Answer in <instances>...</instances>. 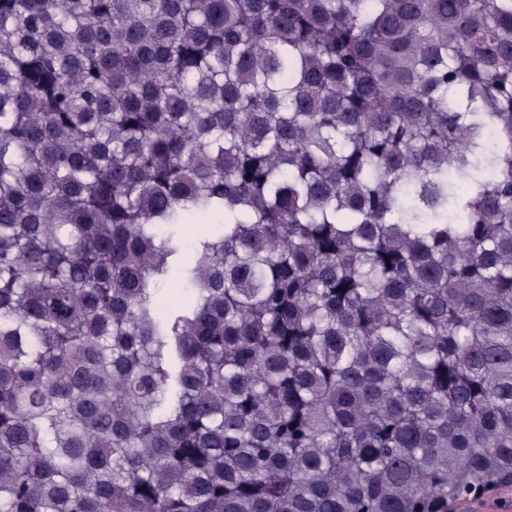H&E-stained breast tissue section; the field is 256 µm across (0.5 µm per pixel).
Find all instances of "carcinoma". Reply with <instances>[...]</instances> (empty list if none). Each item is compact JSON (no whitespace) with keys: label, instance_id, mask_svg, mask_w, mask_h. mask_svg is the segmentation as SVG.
Wrapping results in <instances>:
<instances>
[{"label":"carcinoma","instance_id":"carcinoma-1","mask_svg":"<svg viewBox=\"0 0 512 512\" xmlns=\"http://www.w3.org/2000/svg\"><path fill=\"white\" fill-rule=\"evenodd\" d=\"M510 482L512 0H0V512Z\"/></svg>","mask_w":512,"mask_h":512}]
</instances>
